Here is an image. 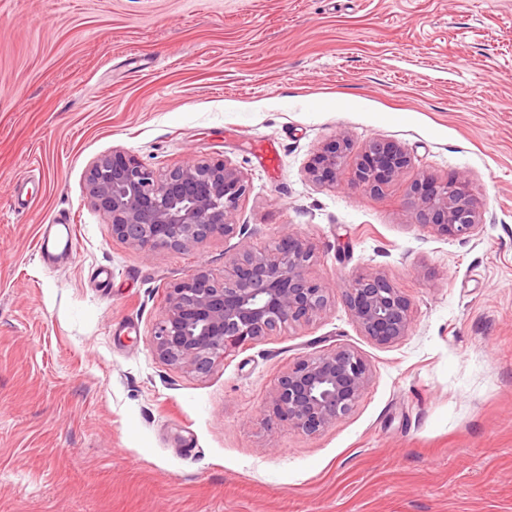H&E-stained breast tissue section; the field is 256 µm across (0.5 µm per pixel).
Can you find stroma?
I'll use <instances>...</instances> for the list:
<instances>
[{
  "mask_svg": "<svg viewBox=\"0 0 512 512\" xmlns=\"http://www.w3.org/2000/svg\"><path fill=\"white\" fill-rule=\"evenodd\" d=\"M339 132L412 164L370 195L308 178ZM122 149L165 171L225 159L240 235L145 254L85 175ZM467 172L483 224H416V178ZM70 218L52 270L37 230ZM291 227L327 311L197 375L149 339L169 288L224 276ZM383 273L407 336H365L344 294ZM370 366L317 435L263 409L298 358ZM0 512H512V0H0Z\"/></svg>",
  "mask_w": 512,
  "mask_h": 512,
  "instance_id": "stroma-1",
  "label": "stroma"
}]
</instances>
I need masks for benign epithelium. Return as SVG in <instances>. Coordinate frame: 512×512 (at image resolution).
<instances>
[{
    "mask_svg": "<svg viewBox=\"0 0 512 512\" xmlns=\"http://www.w3.org/2000/svg\"><path fill=\"white\" fill-rule=\"evenodd\" d=\"M351 138L338 133L313 154L307 171L319 182L336 180L352 152ZM412 163L400 145L370 141L352 168V182L373 196ZM250 190L245 176L225 159H192L159 172L134 155L114 150L86 173L92 205L107 219L112 236L150 254L184 250L216 236L237 233L235 212ZM407 207L418 224L445 238L482 225L479 197L465 173L445 179L424 175L407 188ZM315 250L290 228L263 250L245 246L218 280L198 272L169 289L164 314L151 343L160 359L197 374L208 373L230 351L324 313L331 288L307 276ZM346 305L361 331L381 345L407 335L410 300L379 273L356 277ZM369 366L347 347L297 360L277 380L265 418L316 434L348 414L364 392Z\"/></svg>",
    "mask_w": 512,
    "mask_h": 512,
    "instance_id": "benign-epithelium-1",
    "label": "benign epithelium"
}]
</instances>
